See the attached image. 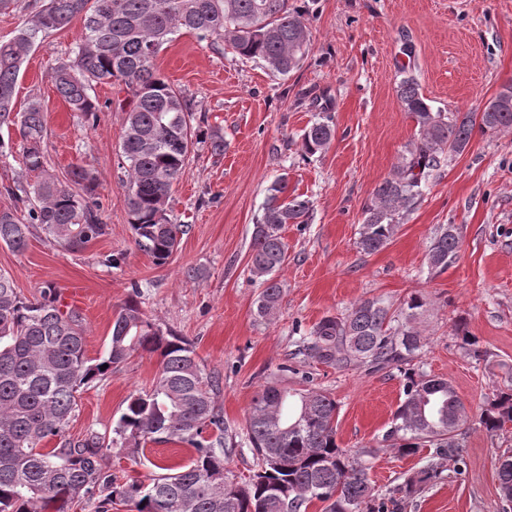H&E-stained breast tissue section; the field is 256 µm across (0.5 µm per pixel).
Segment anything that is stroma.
<instances>
[{
  "mask_svg": "<svg viewBox=\"0 0 512 512\" xmlns=\"http://www.w3.org/2000/svg\"><path fill=\"white\" fill-rule=\"evenodd\" d=\"M289 4L306 11L310 43L288 76L192 34L177 36L157 56L159 72L187 95L205 128L224 135L223 155L198 146L173 185L169 214L188 231L162 266L138 248L129 224L119 164L125 115L117 110L125 91L95 85L91 95L100 110L80 117L50 81L52 69L75 49L80 21L35 46L17 83L16 107L34 99L42 106L49 174L63 182L73 166L95 170L106 229L73 253L33 228L23 251L0 245V272L12 276L23 297H39L48 287L72 297L91 358L104 355L113 314L139 285L145 316L187 339L206 370L220 376L217 403L237 434H244L251 402L268 383L330 393L338 406V444L378 451L369 479L380 503L433 455L429 447L403 457L382 448L403 398L402 375L328 366L299 354L298 342L323 317L343 314L360 299L397 306L422 293L424 346L415 363L452 383L468 420L456 437L458 460L443 459L439 480L415 494L404 512H512V502L499 497L497 476L500 456L512 451V423L495 433L479 424L486 400L512 384V131L473 132L462 153L432 171L385 248L367 255L357 247L364 205L416 134L397 97L400 79L414 76L441 111H481L512 84V0ZM325 114L335 128L328 149L304 154L303 131ZM283 175L289 190L310 200L313 217L282 231L288 244L278 274L283 300L275 317L263 321L256 316L261 281L249 271L252 231L268 187ZM449 224L458 227L462 247L437 273L428 251ZM109 254L122 255L121 264L105 265ZM460 318L483 358L462 349L453 331ZM286 364L291 372H283ZM157 370V355L138 351L83 388L68 436L111 433L128 397L150 389ZM192 453L179 443L152 444L136 464L117 447L108 463L118 480H144L157 466L186 464Z\"/></svg>",
  "mask_w": 512,
  "mask_h": 512,
  "instance_id": "35a3bbf8",
  "label": "stroma"
}]
</instances>
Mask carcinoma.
<instances>
[{
    "instance_id": "carcinoma-1",
    "label": "carcinoma",
    "mask_w": 512,
    "mask_h": 512,
    "mask_svg": "<svg viewBox=\"0 0 512 512\" xmlns=\"http://www.w3.org/2000/svg\"><path fill=\"white\" fill-rule=\"evenodd\" d=\"M77 17L82 29L74 56L56 66L51 81L71 110L84 116L99 111L90 95L93 84L125 86L130 98L118 103L126 113L119 153L127 172L129 224L136 244L164 265L184 234V225L168 214L172 185L194 147L205 144L220 155L224 136L194 125L190 100L159 73L156 57L176 36L193 33L214 44L225 41L240 56L286 76L308 48L306 19L288 8V0H46L12 39L0 42V128L19 127L30 171L44 170L45 120L36 101L15 111L21 68L46 35ZM398 98L416 124L417 137L363 208L357 247L365 254L387 245L445 152L461 153L476 128L482 133L512 129V98L493 112L447 115L433 111L412 77L399 82ZM333 136L331 117H322L303 131L301 150L320 153ZM95 181L90 169L78 166L66 186L48 175L31 186L4 187L16 205L0 207V244L24 250L30 227L37 225L62 248L83 250L105 231L93 196ZM311 211L310 200L288 194L286 177L268 188L250 253V273L264 284L256 302L263 320L275 313L283 294L274 278L288 259L280 229L308 223ZM460 247L453 225L441 229L428 253L430 268L447 269ZM139 294V286L132 285L131 296L114 315L106 354L90 359L78 311L62 308L53 288L39 300H26L13 278L0 272V512H42L75 501L95 504L94 512H110L117 502L132 512H307L316 501L324 504L323 512H380L371 506L374 488L367 473L368 459L379 449L339 446L336 401L321 390L264 386L246 418L256 469L243 483L230 479L224 462L242 443L229 434L217 405L220 378L205 372L190 342L145 317ZM424 306L420 293L396 309L380 298L361 299L345 314L324 317L302 339L301 351L328 366H406L404 398L383 438L387 450L400 456L426 446L453 453V433L465 422L453 385L410 367L423 347L417 319ZM138 350L159 356L151 390L130 396L112 435L68 438L81 389ZM104 364L107 368L100 369ZM508 422L512 387L494 394L480 413L489 433ZM49 442L54 447H46ZM168 442L194 449L187 464L167 467L146 483H120L112 476L107 456L112 446L128 449L134 459L147 444ZM439 475V465L428 464L398 488L401 499ZM498 479L501 496L512 502V455L501 460Z\"/></svg>"
}]
</instances>
